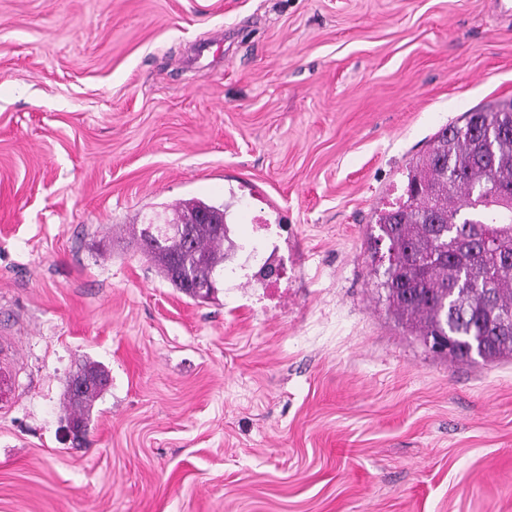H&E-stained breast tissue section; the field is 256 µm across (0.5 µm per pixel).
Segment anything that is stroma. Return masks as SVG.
Masks as SVG:
<instances>
[{
	"instance_id": "stroma-1",
	"label": "stroma",
	"mask_w": 512,
	"mask_h": 512,
	"mask_svg": "<svg viewBox=\"0 0 512 512\" xmlns=\"http://www.w3.org/2000/svg\"><path fill=\"white\" fill-rule=\"evenodd\" d=\"M510 100L495 0H0V512H512V357L377 286L412 162ZM193 197L205 300L137 244ZM77 374H80L83 378L75 376L74 385L82 388L85 381V388L83 390H74L71 380L69 386V402L72 408L70 421L82 425L85 429L92 403L107 386L108 376L101 370L98 364L93 362H85Z\"/></svg>"
}]
</instances>
